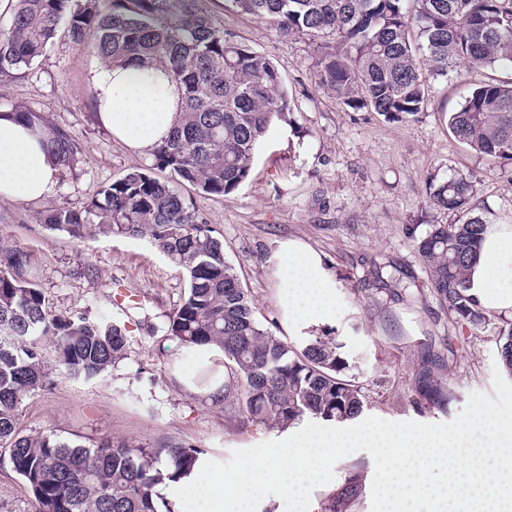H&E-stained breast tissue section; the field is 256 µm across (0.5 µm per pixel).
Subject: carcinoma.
Listing matches in <instances>:
<instances>
[{"label":"carcinoma","mask_w":512,"mask_h":512,"mask_svg":"<svg viewBox=\"0 0 512 512\" xmlns=\"http://www.w3.org/2000/svg\"><path fill=\"white\" fill-rule=\"evenodd\" d=\"M14 0L0 30V81L28 70L60 26L71 43L102 60L164 70L179 84L172 134L152 151V164L103 187L79 209L49 207L39 221L82 240L94 232L148 240L188 278L183 303L163 326L190 351L215 349L233 382L224 385L245 418L286 429L307 417L346 422L363 411L361 388L345 374L347 360L326 336L312 332L294 345L262 327L225 257L223 241L184 200L178 186L222 197L248 178L276 120L290 104L271 59L215 25L195 0ZM242 15L268 21L283 36L306 34L325 43L315 72L318 88L344 105L405 123L424 107L431 81L481 69L512 70V0H225ZM34 133L50 135L64 178L81 145L26 106L9 109ZM456 140L481 157L512 164V77L489 78L448 116ZM167 171L160 180L153 171ZM473 181L450 178L429 186V206L454 214L413 237L431 288L458 316L479 318L468 294L486 221L475 213ZM500 361L512 377V325L502 333ZM54 369L93 380L127 359L126 327L75 313L50 314L30 277L22 248L0 247V449L32 495L36 512H174L156 487L177 482L205 463V451L182 441L87 447L19 426L23 401L49 384L46 343ZM429 350L415 374L428 406L448 405ZM357 481L342 488L329 512H346Z\"/></svg>","instance_id":"carcinoma-1"}]
</instances>
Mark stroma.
<instances>
[{"mask_svg":"<svg viewBox=\"0 0 512 512\" xmlns=\"http://www.w3.org/2000/svg\"><path fill=\"white\" fill-rule=\"evenodd\" d=\"M212 21L272 58L292 111L287 130L272 131L256 155L248 179L221 198L185 184L181 193L224 242L254 303L256 318L294 344L306 326L290 322L285 294L274 276L281 242L298 239L325 257L336 276V308L319 330L343 344L349 373L365 396L364 416L389 421L448 422L472 392L492 393L500 338L508 314L483 312L480 322L458 317L430 288L408 235L452 214L430 209V178H469L477 183V213L512 224V169L489 162L458 142L446 116L481 70L459 80L437 79L427 106L414 120L389 123L354 110L318 89L321 54L300 35L281 38L268 23L226 11L224 0H197ZM99 57L74 47L66 34L25 74L0 82V107L22 105L44 114L80 140L84 154L73 175L58 183L49 202L0 201V246L31 256L35 281L55 314L110 315L128 330V357L94 382L51 373L49 385L19 411L27 432H55L92 446L185 441L225 461L236 449L283 439L282 431L243 420L237 408L211 402L208 378L224 368L221 354L189 352L165 336V315L178 308L188 280L144 239L94 236L77 241L46 230L38 220L46 205L80 207L128 171L148 167L142 155L115 140L93 105L90 77ZM392 266L403 283L395 290L374 283L376 266ZM432 349L444 358L447 408L421 403L414 376L418 357ZM367 452L338 461L333 480L316 488L310 512H327L329 497L349 474L362 489L348 512H370Z\"/></svg>","mask_w":512,"mask_h":512,"instance_id":"35a3bbf8","label":"stroma"}]
</instances>
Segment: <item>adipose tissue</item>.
<instances>
[{
  "label": "adipose tissue",
  "mask_w": 512,
  "mask_h": 512,
  "mask_svg": "<svg viewBox=\"0 0 512 512\" xmlns=\"http://www.w3.org/2000/svg\"><path fill=\"white\" fill-rule=\"evenodd\" d=\"M91 86L101 122L129 148L147 154L169 135L181 91L163 72L104 63L94 71ZM57 181V161L42 136L10 115L0 116V200H45ZM276 276L287 291L293 321L317 326L331 317L336 279L312 246L300 240L283 244ZM469 293L487 311H512L511 224L487 226Z\"/></svg>",
  "instance_id": "1"
}]
</instances>
